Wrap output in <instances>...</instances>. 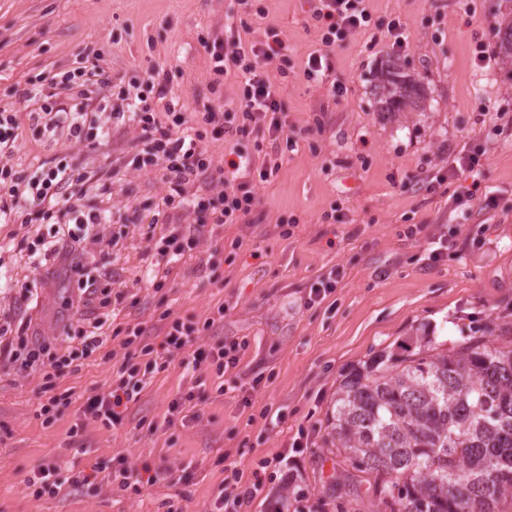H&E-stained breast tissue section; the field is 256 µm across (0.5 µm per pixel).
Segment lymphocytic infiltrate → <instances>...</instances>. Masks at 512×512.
I'll list each match as a JSON object with an SVG mask.
<instances>
[{
	"label": "lymphocytic infiltrate",
	"mask_w": 512,
	"mask_h": 512,
	"mask_svg": "<svg viewBox=\"0 0 512 512\" xmlns=\"http://www.w3.org/2000/svg\"><path fill=\"white\" fill-rule=\"evenodd\" d=\"M360 0H317L314 18L324 28L323 50L310 53L304 76L307 82L319 84L327 78L330 62L326 53L349 33L367 27L369 16L358 7ZM214 78L234 73L241 79L242 92L234 107L207 101L193 112L178 109L167 102L164 113H157L148 97L119 89L116 100L95 97L94 86L110 85L111 80L98 60H82L79 67L44 77L40 85L19 89L17 96L25 103L24 113L0 107V157L12 156L25 137L39 141L50 157L30 173L22 175L11 166H0V227L8 224L27 225L37 220L54 225L52 234L38 237L36 246L27 253L28 263L42 269L53 262L63 263L66 272L78 277L79 302L97 303L100 311L94 318L76 317L67 323L55 341L37 340L29 333V320H19L13 328L0 326V362L14 364L21 370L43 372L45 378L59 376L75 360L88 359L106 347L110 336L105 327L112 317L102 296L113 275L95 268L96 253L115 247L103 228L111 223L107 209L85 206L87 193H108L114 177L110 171H89L55 156L60 141L82 143L97 129L101 114L110 121L133 120L139 129L142 145L134 161L137 169L159 174L167 185L157 209L145 228L153 242L156 256L167 263L180 261L196 250L209 230L243 220L257 203L254 191L232 185L229 175L240 171L257 172L260 181H268L277 164L256 165L247 143L252 134L267 133L271 144H284L294 150L297 141L288 133V114L282 101L284 87L274 83L268 67L288 55L287 45L278 35L260 44L243 45L235 26L225 34L203 41ZM232 140L237 144L234 159L227 164L215 163L208 148L209 140ZM205 182L217 187L218 195H198L191 187ZM193 218L192 227L181 225L182 215ZM223 311L210 312L202 325L180 320L164 323L160 344H147L141 324L127 325L122 348L139 346L142 361L125 356L114 366L112 383L99 393L77 403V426L69 437H77L79 424L93 421L108 427L122 425L132 406L151 384L154 376L172 361H180L186 369L215 367L223 375L236 367L240 344L226 340L206 349L196 344L202 329L223 320ZM278 459H260L250 484H242L239 472L227 468L224 485L216 497L218 512H240L262 491L267 479L273 478ZM99 466L70 478L60 475V468L50 464L40 467L26 484L34 497H55L67 489L93 485Z\"/></svg>",
	"instance_id": "lymphocytic-infiltrate-1"
}]
</instances>
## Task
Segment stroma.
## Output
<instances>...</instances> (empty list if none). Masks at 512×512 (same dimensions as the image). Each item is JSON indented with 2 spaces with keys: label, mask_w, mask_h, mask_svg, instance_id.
<instances>
[{
  "label": "stroma",
  "mask_w": 512,
  "mask_h": 512,
  "mask_svg": "<svg viewBox=\"0 0 512 512\" xmlns=\"http://www.w3.org/2000/svg\"><path fill=\"white\" fill-rule=\"evenodd\" d=\"M363 5L369 28L330 48L328 80L314 85L303 71L322 48V31L309 0H254L239 34L246 46L272 31L287 44L283 101L298 146L279 150L269 181L239 173L257 205L171 269L148 257L139 232L166 187L158 174L132 165L140 150L136 125L112 127L90 147L62 145L76 167L117 172L111 196L86 199L111 209L105 232L119 240L96 256L113 271L114 291L125 294L114 326L142 323L146 341L156 344L163 312L196 321L220 308L223 321L200 344L235 338L247 346L221 378L211 368L189 373L171 363L122 425L89 423L79 449L68 437L73 407L61 408L49 425L36 409L69 389L83 396L105 390L123 359L118 340L108 343L114 358L95 354L77 372L49 381L0 364V512H211L225 467L249 482L259 459L278 456L284 468L242 512H266L269 499L287 500L289 512H336L329 488L337 457L327 439L341 380L413 337L452 345L489 334L496 319L512 315V73L497 36L512 22V0ZM231 7L230 0H0V102L89 56L140 93L150 71H159L168 97L195 111L211 97L201 41L223 35ZM395 18L403 27L400 51L387 33ZM478 45L490 58L482 67ZM389 59L422 86L418 108L402 118L378 111L373 96L374 76ZM336 85L342 97H333ZM452 149L481 153L480 166L451 169ZM440 171L446 182L427 190ZM466 190L474 199L455 208L453 195ZM414 225L422 236L406 237ZM284 228L290 237L281 236ZM438 237L457 246L427 263V242ZM208 256L214 266H202ZM336 269L335 291L310 303L311 285ZM29 272L20 257L0 274V324L6 315H26L37 338L55 336L71 317L65 301L77 279L59 276L25 313L12 307L13 286ZM159 275L165 282L157 291ZM189 390L199 398L200 419L165 425L169 402ZM298 437L306 442L300 453L292 448ZM117 455L149 465L156 483L137 492L105 481L40 499L26 487L43 464L70 476ZM173 472L182 473L180 482H170Z\"/></svg>",
  "instance_id": "1"
}]
</instances>
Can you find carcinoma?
<instances>
[{"label":"carcinoma","instance_id":"1","mask_svg":"<svg viewBox=\"0 0 512 512\" xmlns=\"http://www.w3.org/2000/svg\"><path fill=\"white\" fill-rule=\"evenodd\" d=\"M512 63V22L499 29ZM379 111L400 116L420 85L388 62ZM331 444L346 466L332 491L338 512H360L359 474L375 479L378 512H512V326L458 349L426 340L406 356L381 355L336 391Z\"/></svg>","mask_w":512,"mask_h":512}]
</instances>
